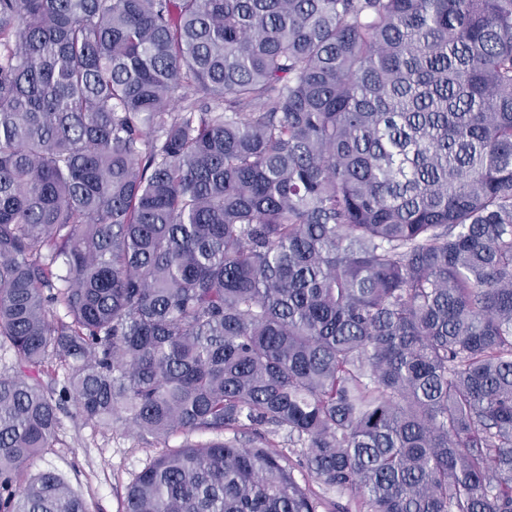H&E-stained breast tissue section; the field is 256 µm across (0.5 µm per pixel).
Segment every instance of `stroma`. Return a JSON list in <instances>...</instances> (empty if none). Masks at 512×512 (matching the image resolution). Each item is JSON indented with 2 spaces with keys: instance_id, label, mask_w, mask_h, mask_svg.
<instances>
[{
  "instance_id": "35a3bbf8",
  "label": "stroma",
  "mask_w": 512,
  "mask_h": 512,
  "mask_svg": "<svg viewBox=\"0 0 512 512\" xmlns=\"http://www.w3.org/2000/svg\"><path fill=\"white\" fill-rule=\"evenodd\" d=\"M157 453L154 444L134 432L120 427L94 431L65 413L54 448L32 469L58 473L89 512H121L128 487Z\"/></svg>"
}]
</instances>
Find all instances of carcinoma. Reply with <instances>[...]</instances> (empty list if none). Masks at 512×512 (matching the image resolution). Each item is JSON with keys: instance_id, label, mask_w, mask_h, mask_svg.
Masks as SVG:
<instances>
[{"instance_id": "1", "label": "carcinoma", "mask_w": 512, "mask_h": 512, "mask_svg": "<svg viewBox=\"0 0 512 512\" xmlns=\"http://www.w3.org/2000/svg\"><path fill=\"white\" fill-rule=\"evenodd\" d=\"M5 344L0 512H512V0H0ZM61 413L54 448L35 461L30 472L50 469L87 503L89 512H121L127 488L161 448L121 427L93 431Z\"/></svg>"}]
</instances>
